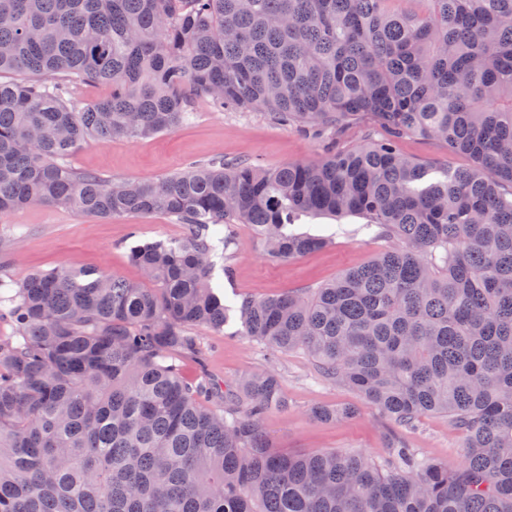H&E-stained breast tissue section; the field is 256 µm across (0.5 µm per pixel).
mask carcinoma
I'll list each match as a JSON object with an SVG mask.
<instances>
[{
    "label": "carcinoma",
    "mask_w": 512,
    "mask_h": 512,
    "mask_svg": "<svg viewBox=\"0 0 512 512\" xmlns=\"http://www.w3.org/2000/svg\"><path fill=\"white\" fill-rule=\"evenodd\" d=\"M386 2L0 0V218L49 204L188 229L131 251L144 283L67 267L17 283L16 335L0 339V512H512V0ZM68 81L109 94L82 106ZM196 97L315 132L366 117L391 137L134 183L64 163L92 140L168 131ZM406 136L474 166L421 164L400 152ZM303 215L359 216L401 244L316 288L226 306L211 286L231 245L220 226L251 225L287 260L325 243L285 232ZM231 310L242 335L304 352L316 379L399 427L448 419L463 460L397 438L383 467L274 448L278 374L243 376L227 402L175 362Z\"/></svg>",
    "instance_id": "carcinoma-1"
}]
</instances>
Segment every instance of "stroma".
<instances>
[{
    "mask_svg": "<svg viewBox=\"0 0 512 512\" xmlns=\"http://www.w3.org/2000/svg\"><path fill=\"white\" fill-rule=\"evenodd\" d=\"M188 124L135 141L116 138L93 142L68 157L69 165L103 177L127 181L155 180L188 167L225 161H252L270 169L288 162L323 158L329 146L348 150L386 131L367 120L346 125L336 138L313 139L301 128L280 124L261 111L216 110L208 99H195ZM407 156L443 166L467 168L471 159L449 151L444 142L407 136L398 143ZM357 217L342 220L303 217L290 232L325 238L324 247L290 260L270 257L250 225L231 224L224 232L235 243L224 268L215 269L212 286L225 300L235 295L276 296L297 288H313L348 269L368 264L390 245L389 240L361 232ZM185 227L165 215H129L111 221L54 205L36 204L0 220V280L19 281L30 270L89 268L142 281L130 258L132 247L178 240ZM237 322L223 334L196 328L200 353L177 362L191 378H210L223 390L235 389L248 372L275 369L288 398V408L267 415L265 428L274 446L290 453L350 450L382 460L391 436L400 437L427 458L459 463L462 434L443 417L428 415L411 429L395 426L351 388L311 378L313 366L298 351L269 352L239 335ZM318 406L352 407L354 416L332 422L316 419Z\"/></svg>",
    "mask_w": 512,
    "mask_h": 512,
    "instance_id": "35a3bbf8",
    "label": "stroma"
}]
</instances>
